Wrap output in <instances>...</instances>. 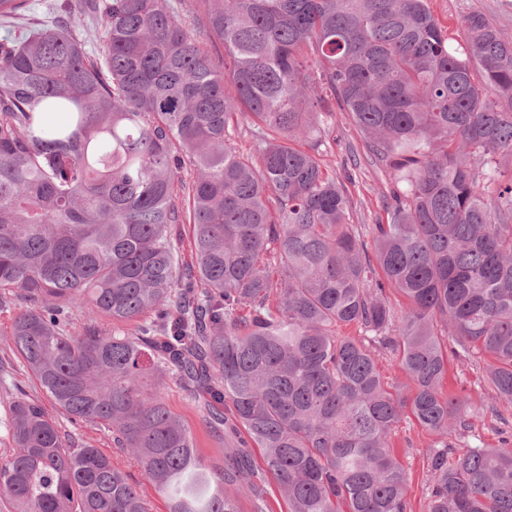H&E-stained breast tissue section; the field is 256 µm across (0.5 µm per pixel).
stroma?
Masks as SVG:
<instances>
[{
  "instance_id": "obj_1",
  "label": "stroma",
  "mask_w": 512,
  "mask_h": 512,
  "mask_svg": "<svg viewBox=\"0 0 512 512\" xmlns=\"http://www.w3.org/2000/svg\"><path fill=\"white\" fill-rule=\"evenodd\" d=\"M428 7L437 22L447 29L449 43L453 47L464 46V19L473 12L486 15L506 38L512 40V0H428ZM316 156L347 189L352 200L353 223H375L383 213V202L391 188L390 177L383 166L370 160L361 135L343 111H336L328 117ZM23 307V301L16 300L0 308V364L5 366L12 382L20 384L30 397L38 399L62 429L75 431L78 443H88L112 452L117 467L137 474L138 467L132 459L113 453L111 432L89 425L72 427L67 416L26 372L10 341L12 321ZM154 387L170 410L190 427L204 461H223L224 448L204 429L194 398L171 377L155 382ZM443 390L469 397L476 404L465 429L453 438V446L495 448L503 441L512 442V403L489 397L482 361L449 355ZM434 441V436L409 415L402 418L392 437L394 454L408 478L409 512H425L433 473L431 448Z\"/></svg>"
}]
</instances>
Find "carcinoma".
<instances>
[{
  "mask_svg": "<svg viewBox=\"0 0 512 512\" xmlns=\"http://www.w3.org/2000/svg\"><path fill=\"white\" fill-rule=\"evenodd\" d=\"M182 2L67 0L0 43V307L25 303L11 341L141 476L75 446L16 385L0 496L15 512H149V486L168 512H240V494L270 512V480L287 512H408L391 438L409 413L435 436L426 512H512V445L451 447L473 406L441 391L446 336L486 355L492 398L512 402V40L474 12L453 50L427 0ZM27 5L0 0V22ZM73 12L103 30L100 57ZM338 108L391 175L386 223L365 230L301 146ZM240 114L258 129L247 156ZM376 344L408 395L387 389ZM156 374L196 393L224 465ZM165 399L170 410L180 416L190 427L198 451L207 463L224 465V446L209 436L201 423L200 413L194 398L172 377H165L153 385Z\"/></svg>",
  "mask_w": 512,
  "mask_h": 512,
  "instance_id": "carcinoma-1",
  "label": "carcinoma"
}]
</instances>
